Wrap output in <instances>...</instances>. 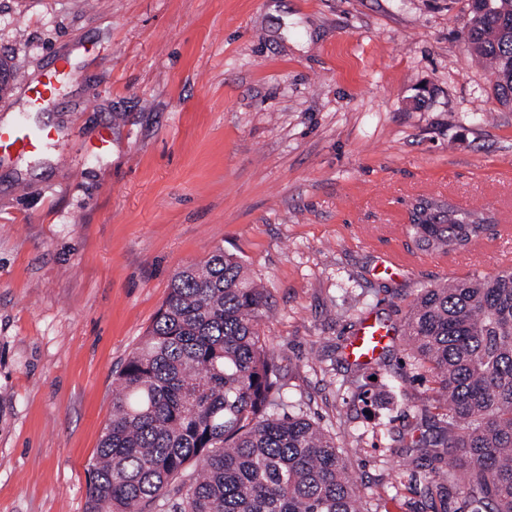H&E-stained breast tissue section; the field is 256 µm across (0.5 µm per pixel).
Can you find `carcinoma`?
<instances>
[{
  "label": "carcinoma",
  "instance_id": "cac0c4a2",
  "mask_svg": "<svg viewBox=\"0 0 512 512\" xmlns=\"http://www.w3.org/2000/svg\"><path fill=\"white\" fill-rule=\"evenodd\" d=\"M465 38L512 104V0H467ZM485 230L475 211L421 200L409 233L455 252ZM263 289L222 249L172 276L117 375L86 512H368L336 437L284 405L260 332ZM405 332L432 373L421 434L401 466L426 472L425 508L451 489L464 512H512V271L425 288ZM441 448H453L448 469Z\"/></svg>",
  "mask_w": 512,
  "mask_h": 512
}]
</instances>
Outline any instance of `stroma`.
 Listing matches in <instances>:
<instances>
[{
	"label": "stroma",
	"instance_id": "35a3bbf8",
	"mask_svg": "<svg viewBox=\"0 0 512 512\" xmlns=\"http://www.w3.org/2000/svg\"><path fill=\"white\" fill-rule=\"evenodd\" d=\"M467 23L466 0H0L15 89L70 63L28 115L54 138L0 166V512H86L115 372L218 248L264 283L285 397L357 495L419 512L397 438L432 382L405 315L512 255V105ZM423 196L483 212L479 246L383 271ZM366 317L395 340L356 370Z\"/></svg>",
	"mask_w": 512,
	"mask_h": 512
}]
</instances>
